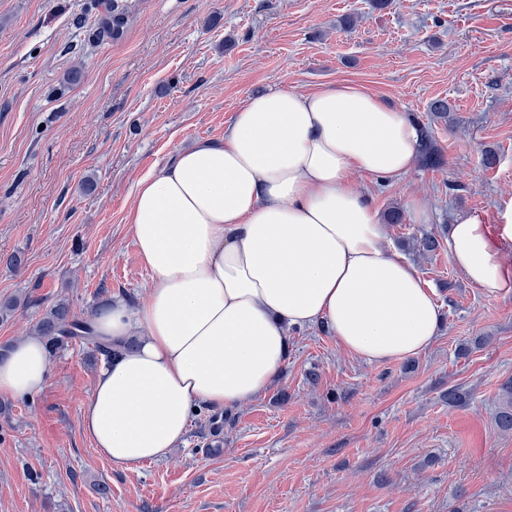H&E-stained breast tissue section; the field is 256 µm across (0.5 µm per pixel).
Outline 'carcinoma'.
<instances>
[{"label": "carcinoma", "instance_id": "1", "mask_svg": "<svg viewBox=\"0 0 512 512\" xmlns=\"http://www.w3.org/2000/svg\"><path fill=\"white\" fill-rule=\"evenodd\" d=\"M130 5L126 0H112L109 16L104 25L97 28L96 36L120 39L128 24ZM422 151L427 164L439 166L442 159L432 142L428 127L421 129ZM31 335L39 337L49 348H54L66 340L91 343L102 354H112V346L107 345L94 335L90 321L79 320L71 315L70 305L59 300L45 308L33 325ZM496 423L504 431L512 430V386L503 387V398L496 414Z\"/></svg>", "mask_w": 512, "mask_h": 512}]
</instances>
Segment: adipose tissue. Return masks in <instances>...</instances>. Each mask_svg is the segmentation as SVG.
Instances as JSON below:
<instances>
[{
    "instance_id": "1",
    "label": "adipose tissue",
    "mask_w": 512,
    "mask_h": 512,
    "mask_svg": "<svg viewBox=\"0 0 512 512\" xmlns=\"http://www.w3.org/2000/svg\"><path fill=\"white\" fill-rule=\"evenodd\" d=\"M421 149L401 109L354 83L248 99L223 139L176 151L137 182L127 221L152 276L147 298L92 317L114 353L82 409V429L115 467L165 457L194 407L262 394L288 358V329L324 326L371 362L420 354L439 307L391 252L360 175L407 174ZM453 266L490 298L512 273L481 216L448 232ZM49 352L31 337L0 357V393L48 384Z\"/></svg>"
}]
</instances>
